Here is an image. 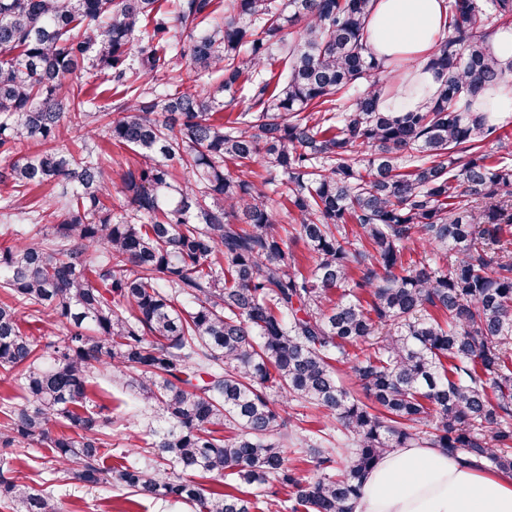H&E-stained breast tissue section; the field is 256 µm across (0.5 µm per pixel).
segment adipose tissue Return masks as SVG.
<instances>
[{
    "mask_svg": "<svg viewBox=\"0 0 512 512\" xmlns=\"http://www.w3.org/2000/svg\"><path fill=\"white\" fill-rule=\"evenodd\" d=\"M445 3L375 0L368 47L395 86L383 97L384 111H410L417 89L437 87L426 61L445 28ZM351 512H512V472L466 467L440 448H396L365 474Z\"/></svg>",
    "mask_w": 512,
    "mask_h": 512,
    "instance_id": "1",
    "label": "adipose tissue"
}]
</instances>
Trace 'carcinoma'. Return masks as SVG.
<instances>
[{"label": "carcinoma", "mask_w": 512, "mask_h": 512, "mask_svg": "<svg viewBox=\"0 0 512 512\" xmlns=\"http://www.w3.org/2000/svg\"><path fill=\"white\" fill-rule=\"evenodd\" d=\"M159 2L0 0V154L38 147L0 168V188L71 189L4 213L32 227L0 245V370H21L26 400L3 404L0 502L61 512L11 476L25 442L50 448L55 474L195 512H350L364 473L415 442L511 472L512 159L486 150L507 136L472 103L512 80L485 44L486 27L512 25V0H447L428 63L439 86L411 112L379 109L391 77L367 47L372 0ZM179 58L223 80L185 89ZM91 71L121 89L106 126L134 163L114 168L90 145L109 116L78 78ZM242 93L247 111L215 117ZM66 118L84 134L63 148ZM255 164L296 212L295 235L241 177ZM114 187L128 218L112 214ZM409 242L424 256L406 260ZM26 312L58 340L23 333ZM101 372L165 419L144 441L153 464L106 463L108 421L89 397ZM294 403L347 432L335 473L323 435L300 438L323 473L288 465ZM229 477L290 498L260 508Z\"/></svg>", "instance_id": "carcinoma-1"}]
</instances>
